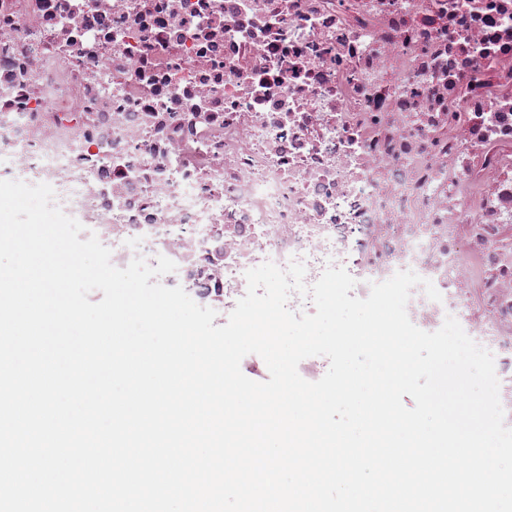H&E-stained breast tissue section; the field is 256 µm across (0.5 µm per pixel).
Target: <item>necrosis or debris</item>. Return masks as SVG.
Segmentation results:
<instances>
[{
	"instance_id": "4bbe7bcc",
	"label": "necrosis or debris",
	"mask_w": 512,
	"mask_h": 512,
	"mask_svg": "<svg viewBox=\"0 0 512 512\" xmlns=\"http://www.w3.org/2000/svg\"><path fill=\"white\" fill-rule=\"evenodd\" d=\"M0 180L176 264L227 323L265 262L512 339V0H0Z\"/></svg>"
}]
</instances>
